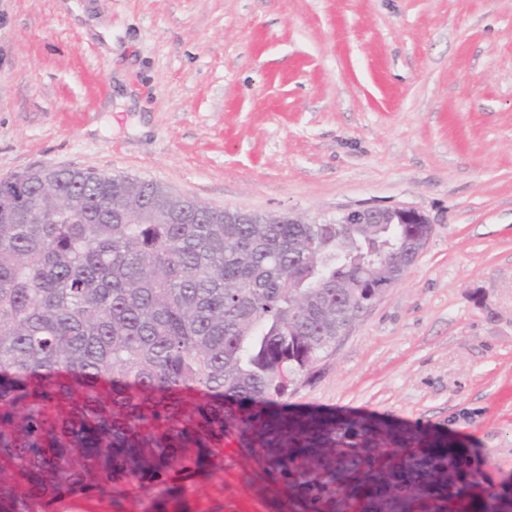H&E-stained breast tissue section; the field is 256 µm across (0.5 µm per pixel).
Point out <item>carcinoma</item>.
Wrapping results in <instances>:
<instances>
[{
  "instance_id": "obj_1",
  "label": "carcinoma",
  "mask_w": 512,
  "mask_h": 512,
  "mask_svg": "<svg viewBox=\"0 0 512 512\" xmlns=\"http://www.w3.org/2000/svg\"><path fill=\"white\" fill-rule=\"evenodd\" d=\"M428 224L243 223L149 181L0 177V512L124 498L224 467V432L295 512H496L463 449L337 448L331 421L250 408L288 394L398 281Z\"/></svg>"
}]
</instances>
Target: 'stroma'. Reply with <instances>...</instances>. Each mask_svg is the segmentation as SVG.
<instances>
[{"label": "stroma", "instance_id": "stroma-1", "mask_svg": "<svg viewBox=\"0 0 512 512\" xmlns=\"http://www.w3.org/2000/svg\"><path fill=\"white\" fill-rule=\"evenodd\" d=\"M44 166L220 210L418 209L415 263L284 402L383 448L463 444L482 488L512 486V0H0V177ZM163 504L289 512L235 433Z\"/></svg>", "mask_w": 512, "mask_h": 512}]
</instances>
